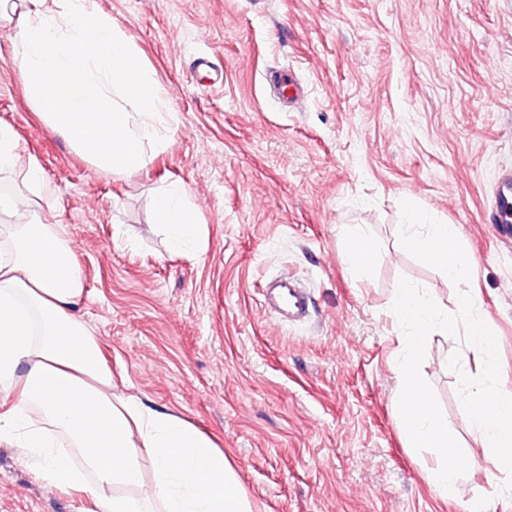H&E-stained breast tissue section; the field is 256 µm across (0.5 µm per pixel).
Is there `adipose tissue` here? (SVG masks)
<instances>
[{"mask_svg":"<svg viewBox=\"0 0 512 512\" xmlns=\"http://www.w3.org/2000/svg\"><path fill=\"white\" fill-rule=\"evenodd\" d=\"M21 12L12 52L30 105L97 166L138 170L166 145V91L97 0H0ZM0 444L23 449L40 478L84 498L81 512H248L224 453L194 425L113 392L97 339L76 316L84 280L65 232L35 222L51 201L36 160L0 124ZM153 221L171 246L201 241L180 182ZM153 463L143 489L140 451Z\"/></svg>","mask_w":512,"mask_h":512,"instance_id":"1","label":"adipose tissue"}]
</instances>
